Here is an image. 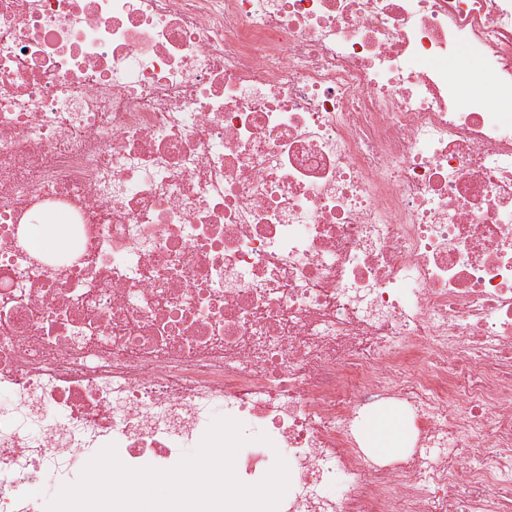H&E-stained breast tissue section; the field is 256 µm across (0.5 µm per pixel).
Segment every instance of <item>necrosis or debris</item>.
Returning a JSON list of instances; mask_svg holds the SVG:
<instances>
[{
  "instance_id": "4bbe7bcc",
  "label": "necrosis or debris",
  "mask_w": 512,
  "mask_h": 512,
  "mask_svg": "<svg viewBox=\"0 0 512 512\" xmlns=\"http://www.w3.org/2000/svg\"><path fill=\"white\" fill-rule=\"evenodd\" d=\"M493 102L512 0H0V512L218 417L242 482L286 460L279 512H512ZM57 214L76 247L35 248ZM389 404L403 460L363 441Z\"/></svg>"
}]
</instances>
